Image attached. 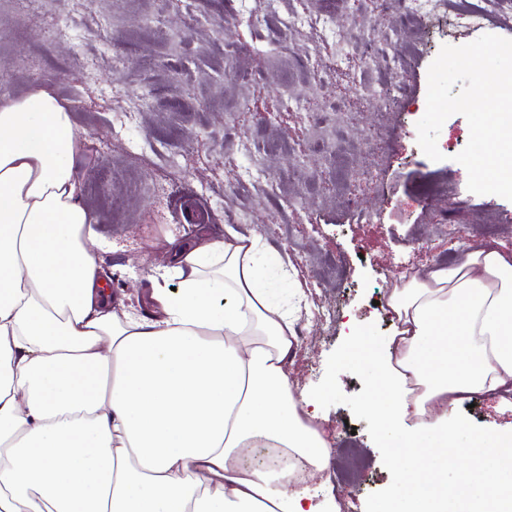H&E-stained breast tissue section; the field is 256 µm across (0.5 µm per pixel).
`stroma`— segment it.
Listing matches in <instances>:
<instances>
[{
	"label": "stroma",
	"instance_id": "35a3bbf8",
	"mask_svg": "<svg viewBox=\"0 0 512 512\" xmlns=\"http://www.w3.org/2000/svg\"><path fill=\"white\" fill-rule=\"evenodd\" d=\"M395 0H42L35 19L0 0V66L9 94L34 85L72 110L84 138L76 159L86 206L109 248L113 295L128 311L155 316L154 279L180 248L221 239L226 226L252 233L289 261L284 289L300 285L308 309L297 323L290 366L295 393L318 396L335 450L353 441L365 461L355 482L307 479L336 512H372L402 488L371 410L369 370L343 365L349 324L390 336L385 299L400 277L452 265L467 245L512 251V201L467 189L455 157L468 143L463 115L438 136L442 161L417 143L427 73L443 45L474 41L466 19L435 34L394 72L364 51L357 21L408 39ZM326 11L335 27L287 26L291 14ZM315 57L325 71H305ZM246 71L248 83L233 74ZM367 85L386 95L376 108ZM316 114L334 119L325 148L313 141ZM425 181L445 194L419 196ZM471 428L512 431L500 397L460 403Z\"/></svg>",
	"mask_w": 512,
	"mask_h": 512
}]
</instances>
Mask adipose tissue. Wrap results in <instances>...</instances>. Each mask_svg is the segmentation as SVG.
Here are the masks:
<instances>
[{"instance_id":"ef3b65f1","label":"adipose tissue","mask_w":512,"mask_h":512,"mask_svg":"<svg viewBox=\"0 0 512 512\" xmlns=\"http://www.w3.org/2000/svg\"><path fill=\"white\" fill-rule=\"evenodd\" d=\"M80 146L48 89L0 98V512H331L244 464L277 448L312 475L330 454L288 375L305 296L283 306L264 275L287 260L201 240L154 289L160 316H135L104 287ZM387 305L392 335L352 331L342 357L371 372L403 488L375 512H512V434L448 415L512 382V253L474 243Z\"/></svg>"}]
</instances>
